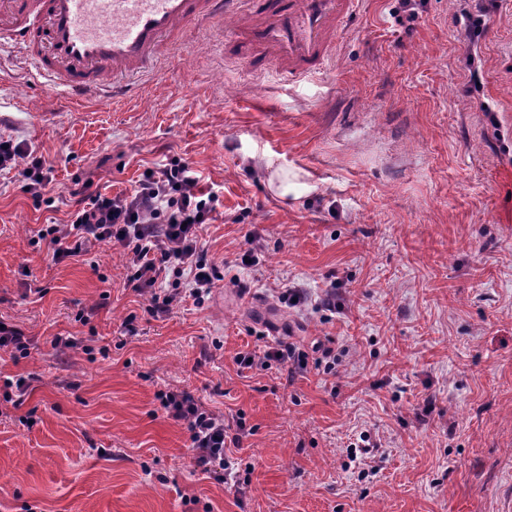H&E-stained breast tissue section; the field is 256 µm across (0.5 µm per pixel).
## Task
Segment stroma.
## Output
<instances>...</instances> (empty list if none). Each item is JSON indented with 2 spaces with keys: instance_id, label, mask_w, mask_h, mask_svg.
<instances>
[{
  "instance_id": "1",
  "label": "stroma",
  "mask_w": 512,
  "mask_h": 512,
  "mask_svg": "<svg viewBox=\"0 0 512 512\" xmlns=\"http://www.w3.org/2000/svg\"><path fill=\"white\" fill-rule=\"evenodd\" d=\"M221 36L184 32L132 100L68 102L0 50V136L55 175L37 200L0 171V320L33 339L19 360L0 350V380L30 382L23 405L0 398V512H505L512 0H425L413 21L361 0L328 70L300 81L253 76ZM174 158L216 197L200 235L224 279L157 319L116 250L96 246L94 271L35 237L68 223L74 181L128 193ZM264 158L314 192L271 194ZM319 340L334 358L291 383L234 361ZM169 388L251 428L238 491L195 472L156 398Z\"/></svg>"
}]
</instances>
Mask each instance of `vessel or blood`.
I'll list each match as a JSON object with an SVG mask.
<instances>
[{
  "instance_id": "obj_1",
  "label": "vessel or blood",
  "mask_w": 512,
  "mask_h": 512,
  "mask_svg": "<svg viewBox=\"0 0 512 512\" xmlns=\"http://www.w3.org/2000/svg\"><path fill=\"white\" fill-rule=\"evenodd\" d=\"M358 0H0V43L72 100L135 94L191 25L234 17L244 63L294 81L322 71Z\"/></svg>"
}]
</instances>
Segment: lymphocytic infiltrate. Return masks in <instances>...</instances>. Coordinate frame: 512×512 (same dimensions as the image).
<instances>
[{"instance_id": "1", "label": "lymphocytic infiltrate", "mask_w": 512, "mask_h": 512, "mask_svg": "<svg viewBox=\"0 0 512 512\" xmlns=\"http://www.w3.org/2000/svg\"><path fill=\"white\" fill-rule=\"evenodd\" d=\"M21 158L26 161L23 191L42 197L53 180L52 167L28 143L0 137V171L15 168ZM70 195L74 209L69 223L47 224L37 232L55 262L89 255L98 244L119 248L128 287L149 295V312L156 318L168 315L186 299L201 302L221 280L220 269L208 259L200 238L201 226L212 219L214 198L182 160L145 170L128 194H102L88 180L71 189ZM235 362L243 370H266L276 363L292 379L306 371L308 354L282 342L261 353H237ZM156 398L167 416L185 427L195 469L235 488L237 461L228 450L240 447L246 437L244 421L225 424L222 415L184 390L160 391Z\"/></svg>"}]
</instances>
